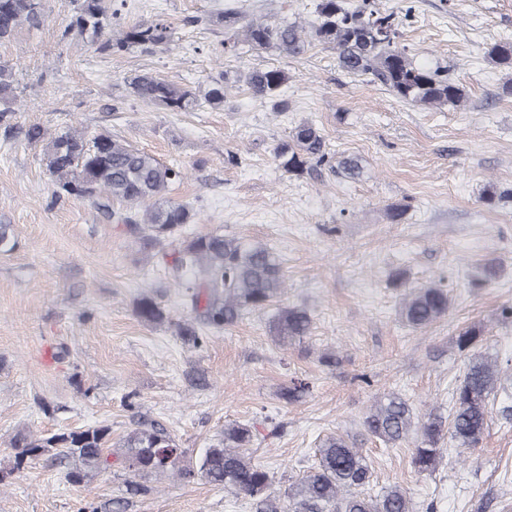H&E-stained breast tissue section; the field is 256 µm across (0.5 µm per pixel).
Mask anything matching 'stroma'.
Listing matches in <instances>:
<instances>
[{"mask_svg": "<svg viewBox=\"0 0 512 512\" xmlns=\"http://www.w3.org/2000/svg\"><path fill=\"white\" fill-rule=\"evenodd\" d=\"M259 17L311 16L312 0H125L123 25L164 14L175 29L168 51L134 48L109 55L75 42L67 26L76 0H43L39 29L0 45L12 66L16 120L57 133L70 127L108 133L187 173L172 199L194 206L193 234L221 232L268 245L288 284L283 301L310 309V336L281 347L271 312H252L212 333L200 348L174 336L182 300L162 257L140 249L93 204L53 201L42 146L0 137V224L17 248L0 253V468L11 469V439L107 427L111 450L141 422L169 430L181 460L198 459L225 425L249 423L250 452L285 489L316 462L332 434L356 441L373 465L370 494L398 485L414 512H512V71L490 63L487 48L512 40V0H376L413 5L401 43L420 63L438 64L463 88L461 107L400 102L369 76L341 69L333 49L302 56L229 52L209 18L226 4ZM286 69L285 112L246 89L223 108L173 112L131 95L134 76L151 72L189 86L254 67ZM310 121L336 157L357 159L358 176L321 169L296 177L274 160L294 124ZM236 163H229V155ZM405 214L392 222L387 210ZM500 276L472 287L480 266ZM402 275L403 285L393 278ZM445 279V318L416 330L398 316L404 287ZM151 294L169 319L143 323L135 304ZM485 327L481 351L497 360L505 389L479 447H452L432 474H417L410 447L367 437L362 421L376 397L394 392L414 418L450 413L451 388L466 358L451 338ZM339 353L337 370L320 356ZM312 382L298 404L278 398L291 378ZM54 452L29 457L0 484V512H255L251 500L168 474H134L120 460L69 481ZM145 487L131 495L129 482Z\"/></svg>", "mask_w": 512, "mask_h": 512, "instance_id": "35a3bbf8", "label": "stroma"}]
</instances>
